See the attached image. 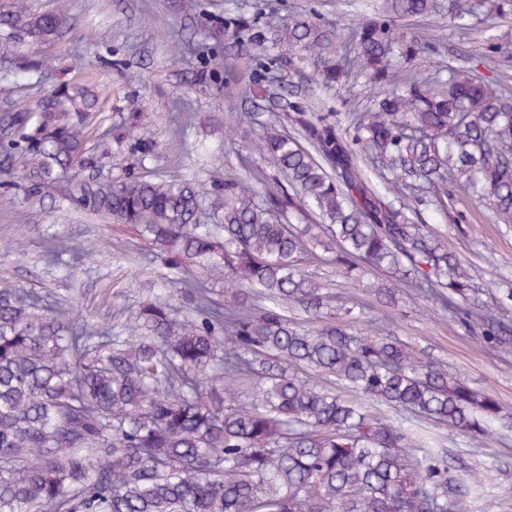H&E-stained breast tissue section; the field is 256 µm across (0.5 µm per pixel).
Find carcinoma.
I'll use <instances>...</instances> for the list:
<instances>
[{
  "instance_id": "carcinoma-1",
  "label": "carcinoma",
  "mask_w": 512,
  "mask_h": 512,
  "mask_svg": "<svg viewBox=\"0 0 512 512\" xmlns=\"http://www.w3.org/2000/svg\"><path fill=\"white\" fill-rule=\"evenodd\" d=\"M486 12L509 18L512 0H384L382 15L342 30L290 14L284 54L320 59L328 83L364 74L376 92L346 129L335 112L293 107L300 141L269 115L254 147L284 178L275 191L258 170L209 190L81 177L99 99L76 83L9 113L1 175L39 199L69 180L74 208L128 226L179 278L115 335L0 279V512H471L487 472L448 477L429 440L367 405L469 436L498 420V402L447 363L382 334L399 300L423 298L512 353V287L477 283L438 232L387 199L441 206L451 188L512 224V90L464 67L427 86L395 65L433 45L417 32L404 41L398 20L438 14L466 28ZM67 20L65 2L41 14L17 4L0 29L44 43ZM487 32L473 59L494 71L503 44ZM140 121L132 113L120 138L145 157L155 145L136 135ZM333 250L346 272L377 274L363 330L352 329L359 304L305 272Z\"/></svg>"
}]
</instances>
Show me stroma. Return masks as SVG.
<instances>
[{
    "label": "stroma",
    "instance_id": "obj_1",
    "mask_svg": "<svg viewBox=\"0 0 512 512\" xmlns=\"http://www.w3.org/2000/svg\"><path fill=\"white\" fill-rule=\"evenodd\" d=\"M366 2L71 0V19L54 42L0 35V68L23 56L51 62L41 76L19 80L11 95L0 93V111L32 107L61 82L84 83L103 102L89 142L91 152L104 157L98 177L193 175L207 184L257 163L252 144L261 117L283 116L296 102L317 100L347 126L366 104L363 94L321 86L312 59L284 61L273 45L262 57L250 55L254 21H281L299 11L343 26L359 19ZM209 14L241 15L248 24L218 45L202 28ZM447 34L434 54L412 62L423 78L447 79L449 66L470 60L477 46L474 34L454 28ZM131 112L144 115L138 134L156 142L152 157L140 158L112 136ZM412 205L484 279L512 283V225L488 221L485 207L463 197L445 209L427 197L413 199ZM51 238L64 250L61 263L44 257ZM89 240L97 243V253L79 254ZM1 273L23 287L66 299L74 317H86L106 334L133 320L149 287H162L169 275L153 248L128 228L72 210L62 191L43 205L28 204L19 187L0 194ZM391 331L424 355L447 362L472 388L499 402L504 419L491 434L474 438L449 427L436 434L450 476L473 466L488 470L474 512H512V355L500 354L425 301L399 307Z\"/></svg>",
    "mask_w": 512,
    "mask_h": 512
}]
</instances>
